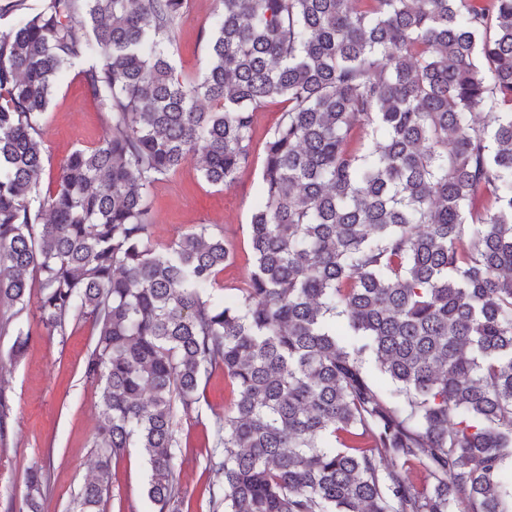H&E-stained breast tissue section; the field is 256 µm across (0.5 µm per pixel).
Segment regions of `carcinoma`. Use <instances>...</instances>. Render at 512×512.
Masks as SVG:
<instances>
[{
  "label": "carcinoma",
  "mask_w": 512,
  "mask_h": 512,
  "mask_svg": "<svg viewBox=\"0 0 512 512\" xmlns=\"http://www.w3.org/2000/svg\"><path fill=\"white\" fill-rule=\"evenodd\" d=\"M216 2L185 81L188 0H0V335L25 350L31 272L48 335L96 330L70 512H101L130 448L149 512H181L176 425L217 370L211 512H512V0ZM82 59L105 133L43 197L46 111ZM274 99L252 267L216 301L224 235L159 246L148 194L190 162L232 185ZM10 413L0 384V442ZM45 483L28 470L18 512ZM216 0H189L185 16L175 31V45L171 63L178 75L191 79L208 58V35Z\"/></svg>",
  "instance_id": "1"
}]
</instances>
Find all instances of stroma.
<instances>
[{"instance_id": "35a3bbf8", "label": "stroma", "mask_w": 512, "mask_h": 512, "mask_svg": "<svg viewBox=\"0 0 512 512\" xmlns=\"http://www.w3.org/2000/svg\"><path fill=\"white\" fill-rule=\"evenodd\" d=\"M215 0H189L175 31L171 63L178 75L190 79L205 66L208 35ZM84 62L77 61L61 74L43 127L46 151L40 190H55L60 168L78 148L98 144L105 129V114L82 82ZM283 105L266 104L256 114L251 156L235 183L218 187L204 181L194 165L157 181L150 190L156 216L151 228L160 245H168L197 224L221 231L234 254L232 264L218 276L216 297L233 300L251 265L248 229L262 196L261 172L267 134L278 123ZM29 342L18 359H11L12 337L0 336V362L6 366L5 386L11 397L9 433L0 444V512L20 504L25 477L32 466L48 474L43 512H69L73 496L92 474V439L98 423L99 390L84 376L87 353L96 331L91 324L72 325L66 336L47 335L32 312L20 317ZM203 416L184 419L177 426L180 442L182 512H209V487L214 480L206 463L213 440L212 413L230 407L233 394L223 373L201 383ZM147 463L132 448L112 463V484L103 512H145Z\"/></svg>"}]
</instances>
